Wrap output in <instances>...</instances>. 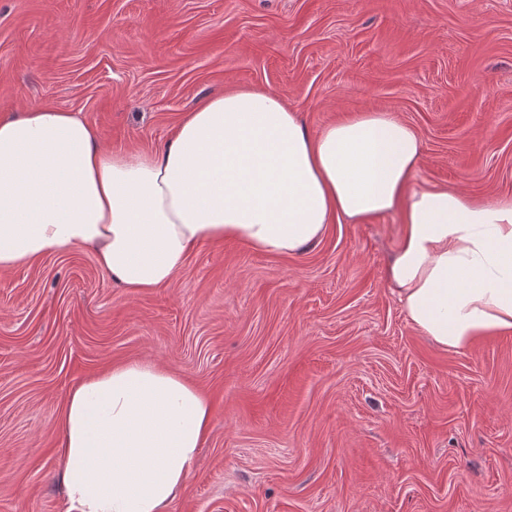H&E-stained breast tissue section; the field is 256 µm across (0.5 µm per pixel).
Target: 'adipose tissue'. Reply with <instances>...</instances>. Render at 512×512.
I'll return each mask as SVG.
<instances>
[{"instance_id":"obj_1","label":"adipose tissue","mask_w":512,"mask_h":512,"mask_svg":"<svg viewBox=\"0 0 512 512\" xmlns=\"http://www.w3.org/2000/svg\"><path fill=\"white\" fill-rule=\"evenodd\" d=\"M422 162L419 134L390 113L313 134L258 88L205 99L156 151H112L78 113L30 107L0 115V270L85 247L147 292L205 243L288 255L337 219L397 211L390 293L422 336L460 353L512 331V199L413 187ZM212 415L199 388L150 360L89 376L59 417L62 512H168Z\"/></svg>"}]
</instances>
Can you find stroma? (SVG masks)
Returning <instances> with one entry per match:
<instances>
[{
  "label": "stroma",
  "instance_id": "obj_1",
  "mask_svg": "<svg viewBox=\"0 0 512 512\" xmlns=\"http://www.w3.org/2000/svg\"><path fill=\"white\" fill-rule=\"evenodd\" d=\"M230 86L313 133L392 113L422 139L414 187L512 199V0H0V112L148 151ZM401 233L392 213L291 255L205 244L140 294L86 248L0 270V512H61L68 394L145 358L214 411L168 512H512V332L420 335L385 280Z\"/></svg>",
  "mask_w": 512,
  "mask_h": 512
}]
</instances>
